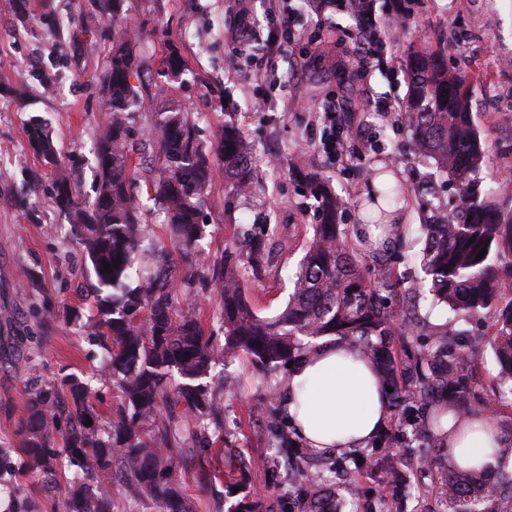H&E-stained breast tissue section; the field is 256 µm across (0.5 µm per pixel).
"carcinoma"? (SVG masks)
Segmentation results:
<instances>
[{"instance_id": "1", "label": "carcinoma", "mask_w": 512, "mask_h": 512, "mask_svg": "<svg viewBox=\"0 0 512 512\" xmlns=\"http://www.w3.org/2000/svg\"><path fill=\"white\" fill-rule=\"evenodd\" d=\"M127 2L92 0V5L115 22L125 15ZM137 44L136 33L113 29L111 55L100 76L102 115L90 203L80 199L51 130L38 117L27 124L30 146L53 173L55 203L69 215L71 234L88 261V289L98 310L90 335L104 350L100 378L112 383L118 402L99 429L86 424L94 414L87 383L67 375L36 389L25 403L18 429L23 470L54 484L63 512H113L114 482L123 497L149 503L159 512H199L181 481L187 452L196 447L189 421L221 435L224 415L214 401L212 371L221 361L244 359L264 372V433L271 447L288 449V464L304 489V498L288 503L285 512L294 507L300 512H336L331 486L338 474L349 479L367 474L391 487L398 512H404L411 481L386 452L398 434L387 427L370 442L371 453L330 455L312 472L306 460L314 449L290 435V416L270 374L297 362L317 340L329 336L346 342L373 365L380 385L391 388L387 395L393 421L405 422L417 438L427 434L429 447H445L450 415L497 420L499 403L512 397V214L487 196L476 177L484 149L471 112L474 77L448 68L440 49L409 46L401 124L410 132L415 154L433 160L463 201L454 213L436 210L423 225L422 262L429 292L437 302L481 319L483 337L466 330L445 331L418 344L414 313L394 309L392 269L381 264L377 277L368 278L352 256L348 230L338 223L342 201L316 175L303 188L316 202V224L287 306L272 318L260 316L235 266L226 263L213 285L223 330L219 337L205 333L188 302L197 282L208 285L196 261L205 234L199 213L218 173L237 197L261 192L254 150L228 112L224 126L213 134L215 157H209L198 122L171 100L152 114L151 154L133 157L128 147L131 123L143 105L131 82L140 79L143 67ZM159 66L170 79L185 70L174 48ZM142 183L167 216V243L145 226L138 191ZM408 192L402 182L384 184L370 197V219L386 222ZM236 243L245 250L247 264L261 273L266 263L263 239L247 233ZM117 259L121 264L116 268ZM105 263L112 273L101 271ZM483 341L493 347L498 366L497 392L488 401L476 397L482 368L478 346ZM57 443L62 449H55ZM217 453L224 455V498H236L233 512H267L264 498L249 490L256 462L242 459L232 448H202L195 463L196 483L206 487L213 482L211 460ZM64 459L74 470L59 483ZM420 460L436 476L448 512H512V484L452 464L441 472L433 456L422 454Z\"/></svg>"}]
</instances>
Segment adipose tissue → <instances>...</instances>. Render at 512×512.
<instances>
[{
	"instance_id": "1",
	"label": "adipose tissue",
	"mask_w": 512,
	"mask_h": 512,
	"mask_svg": "<svg viewBox=\"0 0 512 512\" xmlns=\"http://www.w3.org/2000/svg\"><path fill=\"white\" fill-rule=\"evenodd\" d=\"M289 413L295 414L302 435L314 448L342 450L365 447L389 419L390 407L370 366L348 348L320 341L318 348L296 364L283 391ZM466 420H449L452 461L462 467L497 465L490 456L501 431L495 422L458 439Z\"/></svg>"
}]
</instances>
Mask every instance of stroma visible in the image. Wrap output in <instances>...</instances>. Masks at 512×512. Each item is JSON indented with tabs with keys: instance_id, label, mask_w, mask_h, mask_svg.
<instances>
[{
	"instance_id": "obj_1",
	"label": "stroma",
	"mask_w": 512,
	"mask_h": 512,
	"mask_svg": "<svg viewBox=\"0 0 512 512\" xmlns=\"http://www.w3.org/2000/svg\"><path fill=\"white\" fill-rule=\"evenodd\" d=\"M410 7L400 39L374 43L365 52L351 17L330 2L320 9L303 5L286 20L295 41L271 51L266 44L281 35V7L257 0V35L266 47L260 71L252 48L239 47L228 36L230 0L128 4L121 24L139 30L147 64L139 88L144 106L132 124L133 138H145L152 112L176 99L207 131L222 125L225 113H237L238 126L254 147L264 192L236 198L223 177H216L199 221L206 226L201 270L208 277L222 267L224 250L241 229L277 225L262 277L248 265L239 267L247 298L260 316L285 307L290 277L311 234L314 206L301 192V172L314 170L329 183L344 202L340 221L351 231L362 222L364 191L378 166H389L411 188L390 247L399 291L413 287L421 275L429 206L459 209L460 196L445 191L433 164L412 153L398 122L409 43L445 48L449 65L479 75L472 99L486 142L479 176L502 211L512 213V190L500 181L512 171V0H412ZM57 16L84 28L63 56L55 51L62 36L53 22ZM170 45L186 62L176 81L156 74ZM111 47L112 27L91 15L88 0H0V454L14 465L0 473V504L16 506L25 499L33 512H60V507L58 493L45 490L20 467L17 429L29 394L37 385L76 374L90 381L103 420L112 413L114 397L111 384L92 378L103 351L88 334L96 309L85 289L84 257L53 200L51 171L28 144L26 126L33 116L48 122L81 194L91 197L97 77ZM364 86L385 97L390 111H370L357 94ZM257 96L267 98L266 111H249ZM328 101L349 124L344 148L335 156L324 149L327 130L317 113ZM413 305L430 329L481 330L475 319L434 304L427 290L417 293ZM213 383L226 446L259 462L252 491L267 499L287 495L292 488L288 465L263 434V387L246 377L242 395L231 396L221 390V378Z\"/></svg>"
}]
</instances>
